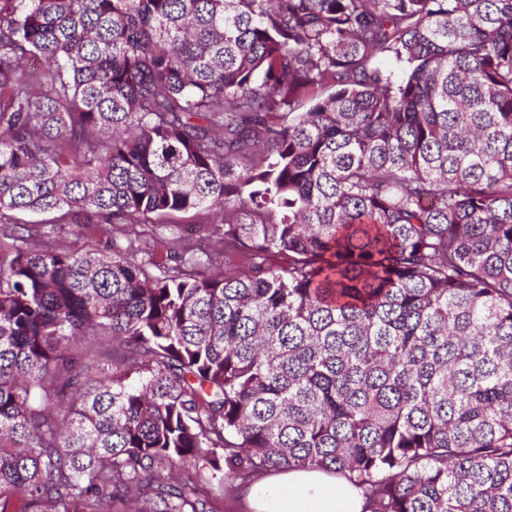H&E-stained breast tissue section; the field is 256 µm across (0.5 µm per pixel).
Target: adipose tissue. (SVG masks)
I'll list each match as a JSON object with an SVG mask.
<instances>
[{
  "label": "adipose tissue",
  "mask_w": 512,
  "mask_h": 512,
  "mask_svg": "<svg viewBox=\"0 0 512 512\" xmlns=\"http://www.w3.org/2000/svg\"><path fill=\"white\" fill-rule=\"evenodd\" d=\"M253 512H363L361 488L321 470L292 469L253 484Z\"/></svg>",
  "instance_id": "adipose-tissue-1"
}]
</instances>
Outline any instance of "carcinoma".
<instances>
[{
    "instance_id": "1",
    "label": "carcinoma",
    "mask_w": 512,
    "mask_h": 512,
    "mask_svg": "<svg viewBox=\"0 0 512 512\" xmlns=\"http://www.w3.org/2000/svg\"><path fill=\"white\" fill-rule=\"evenodd\" d=\"M292 468L512 512V0H0V512ZM174 220L182 225H190L193 234L190 243L194 246L195 253L201 255L202 251H211L216 236L212 234L213 224H200L202 218L196 216L193 212L179 214Z\"/></svg>"
}]
</instances>
